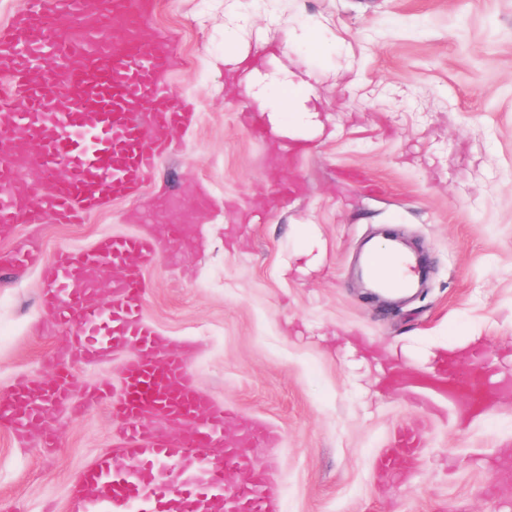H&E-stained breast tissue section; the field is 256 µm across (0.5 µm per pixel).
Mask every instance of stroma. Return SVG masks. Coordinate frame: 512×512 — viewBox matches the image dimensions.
I'll use <instances>...</instances> for the list:
<instances>
[{"mask_svg":"<svg viewBox=\"0 0 512 512\" xmlns=\"http://www.w3.org/2000/svg\"><path fill=\"white\" fill-rule=\"evenodd\" d=\"M308 43L293 41L301 27ZM175 56L165 89L196 123L174 132L138 199L81 224L0 230V392L44 378L67 331L39 302L44 262L99 239L184 225L147 270L143 315L197 387L260 425L279 512H512V389L460 420L417 387L456 364L512 379V0H154ZM312 85L325 135L281 150L227 52ZM401 234L427 286L406 303L362 284L365 242ZM127 354L70 363L75 392L119 387ZM411 431L413 470L382 459ZM58 445L42 447L43 432ZM117 435L106 403L18 441L0 424V512H67Z\"/></svg>","mask_w":512,"mask_h":512,"instance_id":"35a3bbf8","label":"stroma"}]
</instances>
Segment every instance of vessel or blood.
<instances>
[{"label": "vessel or blood", "instance_id": "b4317fda", "mask_svg": "<svg viewBox=\"0 0 512 512\" xmlns=\"http://www.w3.org/2000/svg\"><path fill=\"white\" fill-rule=\"evenodd\" d=\"M148 19L146 0H105L94 15L88 0H25L0 29V78L10 85L0 93V229L42 214L80 224L112 200L134 197L172 132L193 123L194 112L163 89L174 46L164 37L145 38ZM108 31L117 35L110 45L102 40ZM30 168L39 171L41 189L24 179ZM182 236V225L171 224L162 239L104 237L92 249L63 251L46 263L34 248L11 256L18 269L42 263L41 306L71 331L47 380L25 378L0 394V423L17 438L73 406L68 360L91 364L133 352L120 397L107 384L89 393L110 400L119 443L95 461L69 512H223L228 496L235 512H278L269 465L219 447L227 414L196 387L183 354L142 315L146 270L165 242ZM104 267L119 271L108 303L94 285ZM448 392L470 395L473 408L491 399L469 368L451 374ZM157 420L178 435L154 428ZM228 470L240 474L231 490L224 483Z\"/></svg>", "mask_w": 512, "mask_h": 512}]
</instances>
